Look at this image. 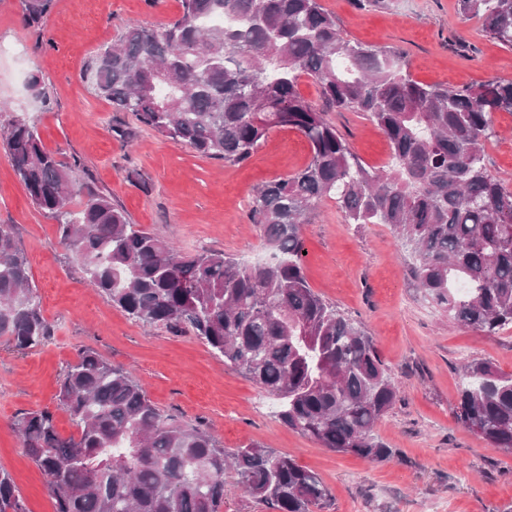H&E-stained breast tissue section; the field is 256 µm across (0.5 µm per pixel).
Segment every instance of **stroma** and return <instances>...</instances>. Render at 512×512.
Returning <instances> with one entry per match:
<instances>
[{
    "mask_svg": "<svg viewBox=\"0 0 512 512\" xmlns=\"http://www.w3.org/2000/svg\"><path fill=\"white\" fill-rule=\"evenodd\" d=\"M346 38L401 54L415 80L450 86L512 79V51L461 21L457 0H386L361 11L352 0H321ZM180 0H53L41 24L21 0H0V126L19 119L70 170L77 193L107 195L131 223L180 252L221 250L250 266L269 251L250 224L244 198L262 182L306 164L297 132L277 129L244 165L201 157L173 144L98 97L97 52L127 27H164ZM39 79L33 89L31 79ZM331 121L368 166L389 163L380 129L358 112ZM489 171L512 189V113L495 115ZM11 225L27 257L41 313L52 329L42 346L19 352L0 339V471L28 512H54L48 478L25 453L17 414L46 408L62 436L75 431L58 402V381L92 349L144 386L177 421L211 430L223 448L257 443L291 455L330 491L325 512H512V452L492 447L456 418L461 365L487 361L512 373V325L485 336L460 327L418 288L411 260L387 224H350L332 201L302 227L310 286L372 336L400 394L375 432L393 457L372 463L323 448L282 424L274 401L194 336L143 327L91 286L55 219L39 210L0 150V225Z\"/></svg>",
    "mask_w": 512,
    "mask_h": 512,
    "instance_id": "obj_1",
    "label": "stroma"
}]
</instances>
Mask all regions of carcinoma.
I'll return each instance as SVG.
<instances>
[{
    "label": "carcinoma",
    "mask_w": 512,
    "mask_h": 512,
    "mask_svg": "<svg viewBox=\"0 0 512 512\" xmlns=\"http://www.w3.org/2000/svg\"><path fill=\"white\" fill-rule=\"evenodd\" d=\"M180 2L163 28L132 25L98 55L95 91L166 140L232 165L247 163L275 128L303 136L308 162L259 186L249 204L270 260L242 266L221 251L179 253L103 194L72 205L65 166L24 121L0 129L7 161L113 305L143 324L193 333L276 397L283 424L322 447L387 461L394 452L374 427L399 390L364 326L310 287L301 227L326 199L350 224H389L434 306L485 336L512 324V190L484 153L495 114L512 113V79L417 81L399 56L343 37L320 0ZM49 3L22 0L27 22H40ZM458 13L512 50V0H458ZM304 77L321 105L301 95ZM342 111L382 131L387 168L354 153L329 118ZM50 336L27 258L0 225V339L25 351ZM462 376L457 419L512 450V374L469 362ZM58 401L77 434L61 436L47 409L15 419L55 512H222L228 469L271 512H323L330 500L291 456L255 443L229 452L206 429L164 416L130 372L91 349L64 370ZM0 512H26L4 471Z\"/></svg>",
    "instance_id": "obj_1"
}]
</instances>
